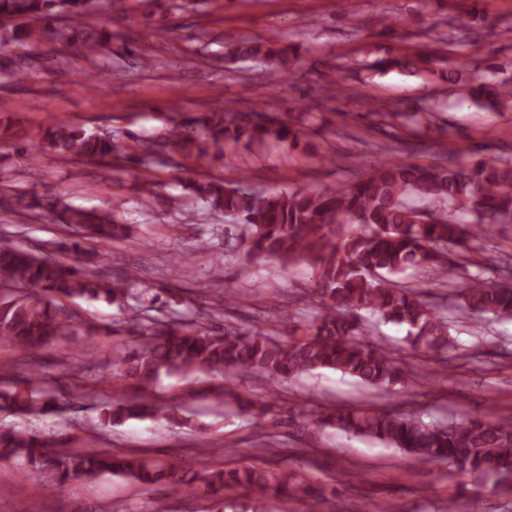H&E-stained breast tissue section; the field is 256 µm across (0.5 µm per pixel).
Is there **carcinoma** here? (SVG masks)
I'll list each match as a JSON object with an SVG mask.
<instances>
[{"label": "carcinoma", "mask_w": 512, "mask_h": 512, "mask_svg": "<svg viewBox=\"0 0 512 512\" xmlns=\"http://www.w3.org/2000/svg\"><path fill=\"white\" fill-rule=\"evenodd\" d=\"M94 0H0V47L31 40L40 27L52 28L62 18L67 48L90 59L112 40L88 22ZM226 57H261L269 62L270 80L278 85L288 68L287 48L274 43L238 40ZM457 68L444 80L459 87L476 105L500 112L512 106V83L487 79L476 86ZM257 120L236 113H203L173 124L162 142L143 141L131 147L129 160L179 152H196L203 160L226 141L285 140V123L261 111ZM25 151L72 160H112V137L66 122L48 125L39 140H24ZM191 196L218 215L243 224L239 245L249 261L263 260L284 269L300 262L316 266L313 289L319 315L301 335L287 341L252 324L224 325L217 331L191 306L178 313L147 285L144 270L118 271L105 279L92 271L95 255L84 238L101 243L128 236L112 209H86L68 203L52 207L54 219L69 235L52 243L57 255H38L7 238L0 229V344L26 352L47 349L75 331L80 318L65 301L104 298L130 311L125 321L129 344L112 360L115 372L145 390L160 378L217 372L232 382L241 372L267 376L272 390L284 380L330 369L375 390L405 382L408 371L372 338L364 314L404 324L418 349L440 351L454 344L459 317L512 319V264L492 255L480 261L482 274H472L469 242L487 238L498 224L512 223V161L484 158L462 162L448 149V164L421 165L398 159L380 161L361 179L319 190L252 191L222 180L188 183ZM460 210L470 219H457ZM427 269L453 285L454 301L440 306L424 298L419 287L398 284L409 269ZM17 367H0V408L14 412H52L56 399L48 379L34 373L15 384ZM157 416L177 425L186 418L150 400H122L100 410L90 427L97 434L131 418ZM303 427L336 429L377 440L413 458L446 460L459 472L479 473L492 487L512 489V418L464 417L429 423L414 414L383 408H336L302 417ZM0 475L50 471L57 482L94 481L120 476L140 486L163 485L172 492L198 494L210 501L208 512H269L271 499L285 498L298 512H318L313 493L289 486L269 474L244 468L198 470L186 460L150 462L110 448H84L56 453L36 434L0 432ZM239 488L255 491L242 502L231 495Z\"/></svg>", "instance_id": "1"}]
</instances>
